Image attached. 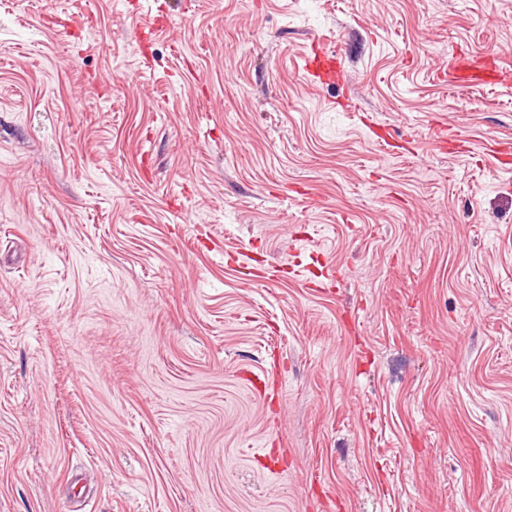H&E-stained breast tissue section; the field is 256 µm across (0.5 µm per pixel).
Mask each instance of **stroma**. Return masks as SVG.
<instances>
[{
    "instance_id": "35a3bbf8",
    "label": "stroma",
    "mask_w": 512,
    "mask_h": 512,
    "mask_svg": "<svg viewBox=\"0 0 512 512\" xmlns=\"http://www.w3.org/2000/svg\"><path fill=\"white\" fill-rule=\"evenodd\" d=\"M461 51L512 0H0V512H512V87ZM341 55L333 54L323 49L321 44L314 40L312 43V53L306 59L304 70L308 78L319 86H330L341 82ZM316 64L320 68L318 74L311 69V64ZM448 86L512 84L510 68L503 67L500 59L489 53H468L448 61V69L438 74Z\"/></svg>"
}]
</instances>
